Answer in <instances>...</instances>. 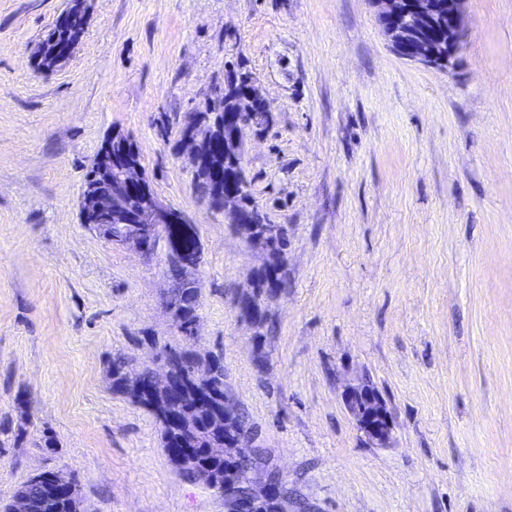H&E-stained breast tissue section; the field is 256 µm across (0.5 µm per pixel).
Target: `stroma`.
I'll return each instance as SVG.
<instances>
[{
  "mask_svg": "<svg viewBox=\"0 0 512 512\" xmlns=\"http://www.w3.org/2000/svg\"><path fill=\"white\" fill-rule=\"evenodd\" d=\"M70 0H0V503L37 471L90 512H224L170 463L110 365L171 343L224 386L306 512H512V0H465L452 71L399 56L370 0H87L69 61L34 52ZM243 67L255 205L288 233L264 325L238 306L264 255L198 195L183 127ZM129 135L196 222V328L166 307L167 244L80 222L103 140ZM368 373L394 418L369 447L342 401ZM53 447H45V437Z\"/></svg>",
  "mask_w": 512,
  "mask_h": 512,
  "instance_id": "stroma-1",
  "label": "stroma"
}]
</instances>
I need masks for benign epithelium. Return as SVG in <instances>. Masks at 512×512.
Wrapping results in <instances>:
<instances>
[{"instance_id": "obj_1", "label": "benign epithelium", "mask_w": 512, "mask_h": 512, "mask_svg": "<svg viewBox=\"0 0 512 512\" xmlns=\"http://www.w3.org/2000/svg\"><path fill=\"white\" fill-rule=\"evenodd\" d=\"M73 8L59 20L52 33L37 47L40 70L51 73L73 54L78 40L69 32L84 29L86 0H71ZM384 34L397 51L410 59L442 70L454 66L458 46L465 36V0H371ZM268 121L266 104L256 79L249 71H232L224 85L206 98L204 111L186 125L182 139L191 149L193 168L207 165L213 193L205 198L208 207L224 213L245 235L247 244L267 252L271 242L262 221L245 212V201L235 181L224 178L223 160L231 168L244 169L243 140L250 126ZM80 221L114 245L148 251V246L163 234L168 224H191L185 213L167 207L153 192L141 164L136 145L120 132L104 139L83 182L80 193ZM344 406L358 432L371 447L387 446L393 431L391 410L366 372L348 383L342 393ZM253 442L231 430L224 443L206 449L209 456L229 459L230 448H251ZM172 454L188 467L206 466L191 448H174ZM57 491L69 500L80 499L74 479L64 473L53 478ZM224 512H257L270 497L288 501L286 481L270 483L258 478L250 495L239 496L233 469L224 466Z\"/></svg>"}]
</instances>
